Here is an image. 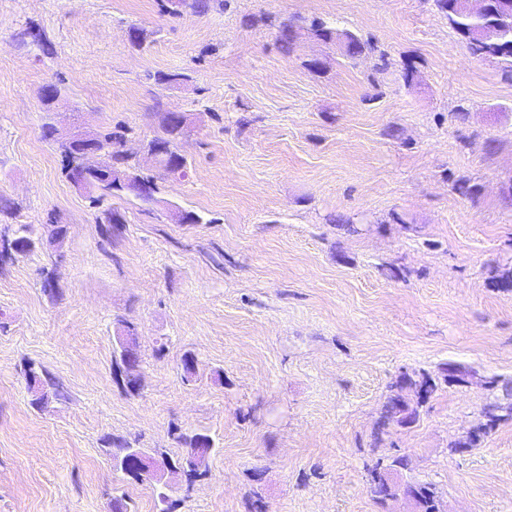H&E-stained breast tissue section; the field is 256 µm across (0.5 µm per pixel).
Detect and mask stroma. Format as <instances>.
<instances>
[{"label":"stroma","instance_id":"1","mask_svg":"<svg viewBox=\"0 0 512 512\" xmlns=\"http://www.w3.org/2000/svg\"><path fill=\"white\" fill-rule=\"evenodd\" d=\"M316 18L376 52L346 59L303 30ZM168 112L187 119L176 180L143 149ZM47 123L121 128L155 202L93 204ZM21 224L34 248L0 260V512H159L157 482L117 471L107 441L176 458L182 433L216 450L169 488L175 512H407L367 485L370 457L395 454L444 512H512V420L448 452L496 400L486 380L512 379V288L489 285L512 268V69L473 56L433 0H0V236ZM450 362L478 382L440 384L379 434L399 372ZM30 364L58 390L39 408Z\"/></svg>","mask_w":512,"mask_h":512}]
</instances>
